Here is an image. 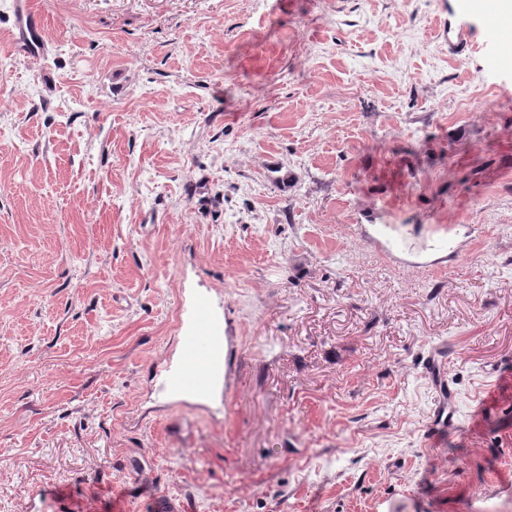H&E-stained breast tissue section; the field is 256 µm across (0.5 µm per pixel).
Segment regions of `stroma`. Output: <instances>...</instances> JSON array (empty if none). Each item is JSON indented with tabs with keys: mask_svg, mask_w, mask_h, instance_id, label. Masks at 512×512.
<instances>
[{
	"mask_svg": "<svg viewBox=\"0 0 512 512\" xmlns=\"http://www.w3.org/2000/svg\"><path fill=\"white\" fill-rule=\"evenodd\" d=\"M35 2L24 56L0 0V512L43 487L82 512H512V67H485L512 44L482 10ZM202 301L223 379L160 391Z\"/></svg>",
	"mask_w": 512,
	"mask_h": 512,
	"instance_id": "stroma-1",
	"label": "stroma"
}]
</instances>
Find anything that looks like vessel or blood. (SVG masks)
<instances>
[{
	"instance_id": "vessel-or-blood-1",
	"label": "vessel or blood",
	"mask_w": 512,
	"mask_h": 512,
	"mask_svg": "<svg viewBox=\"0 0 512 512\" xmlns=\"http://www.w3.org/2000/svg\"><path fill=\"white\" fill-rule=\"evenodd\" d=\"M14 46L27 55L44 49L41 16L33 0H12ZM182 364L173 386L176 390L203 393L210 390L224 361V338L215 332L207 305H199L197 328L184 336L181 346Z\"/></svg>"
}]
</instances>
